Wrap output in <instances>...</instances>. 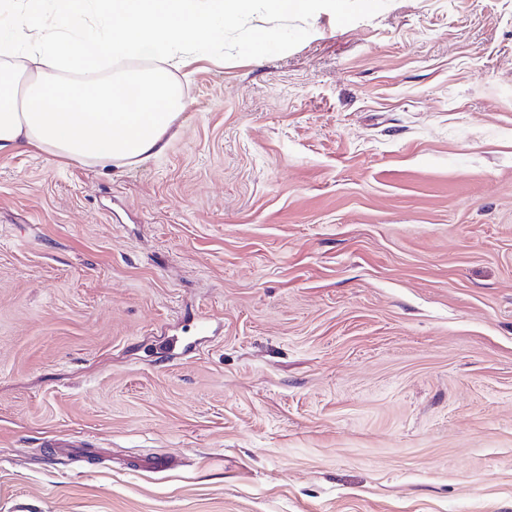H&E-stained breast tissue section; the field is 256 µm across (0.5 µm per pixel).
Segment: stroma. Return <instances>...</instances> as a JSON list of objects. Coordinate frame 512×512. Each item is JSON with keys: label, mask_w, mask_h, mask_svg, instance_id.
I'll use <instances>...</instances> for the list:
<instances>
[{"label": "stroma", "mask_w": 512, "mask_h": 512, "mask_svg": "<svg viewBox=\"0 0 512 512\" xmlns=\"http://www.w3.org/2000/svg\"><path fill=\"white\" fill-rule=\"evenodd\" d=\"M174 76L161 155L0 154V512H512V0H313Z\"/></svg>", "instance_id": "35a3bbf8"}]
</instances>
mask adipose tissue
Returning <instances> with one entry per match:
<instances>
[{"instance_id":"adipose-tissue-1","label":"adipose tissue","mask_w":512,"mask_h":512,"mask_svg":"<svg viewBox=\"0 0 512 512\" xmlns=\"http://www.w3.org/2000/svg\"><path fill=\"white\" fill-rule=\"evenodd\" d=\"M260 0H0V152L75 162L156 156L183 109L172 70ZM152 52L155 67L113 69Z\"/></svg>"}]
</instances>
